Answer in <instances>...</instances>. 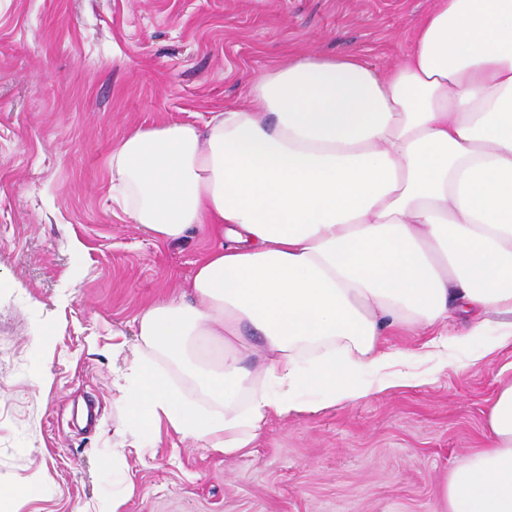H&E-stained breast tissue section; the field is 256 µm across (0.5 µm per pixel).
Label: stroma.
<instances>
[{
  "label": "stroma",
  "instance_id": "35a3bbf8",
  "mask_svg": "<svg viewBox=\"0 0 512 512\" xmlns=\"http://www.w3.org/2000/svg\"><path fill=\"white\" fill-rule=\"evenodd\" d=\"M435 0H0V482L40 477L14 512H435L449 471L482 446L512 348L353 403L272 417L234 456L162 430L131 447L112 348L185 285L209 241L159 245L112 201L129 129L202 124L296 50L411 48ZM80 253H73L72 243ZM49 329L45 349L34 342ZM124 453L128 470L105 462Z\"/></svg>",
  "mask_w": 512,
  "mask_h": 512
}]
</instances>
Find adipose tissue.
<instances>
[{"instance_id": "ef3b65f1", "label": "adipose tissue", "mask_w": 512, "mask_h": 512, "mask_svg": "<svg viewBox=\"0 0 512 512\" xmlns=\"http://www.w3.org/2000/svg\"><path fill=\"white\" fill-rule=\"evenodd\" d=\"M387 69L288 54L204 125L136 127L112 189L161 243L214 245L187 289L139 312L117 370L133 440L161 428L227 455L271 416L352 403L417 361L401 329L486 356L512 347V0H437ZM207 392L184 397L157 357ZM439 512H512V382ZM433 336H421L417 331L402 330L386 337V345L402 351H418Z\"/></svg>"}]
</instances>
